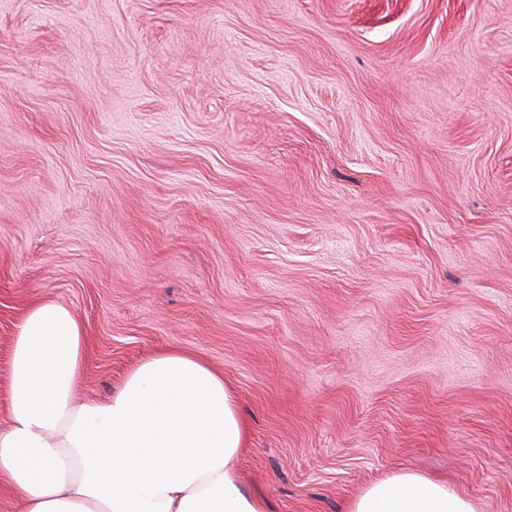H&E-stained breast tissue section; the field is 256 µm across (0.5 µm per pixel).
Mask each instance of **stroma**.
<instances>
[{"mask_svg": "<svg viewBox=\"0 0 512 512\" xmlns=\"http://www.w3.org/2000/svg\"><path fill=\"white\" fill-rule=\"evenodd\" d=\"M41 298L82 395L223 372L271 512H512V0H0L1 428ZM347 512H475L472 503L448 484L399 471L365 488Z\"/></svg>", "mask_w": 512, "mask_h": 512, "instance_id": "obj_1", "label": "stroma"}]
</instances>
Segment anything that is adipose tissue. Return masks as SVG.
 Listing matches in <instances>:
<instances>
[{
  "label": "adipose tissue",
  "instance_id": "adipose-tissue-1",
  "mask_svg": "<svg viewBox=\"0 0 512 512\" xmlns=\"http://www.w3.org/2000/svg\"><path fill=\"white\" fill-rule=\"evenodd\" d=\"M85 335L71 309L44 298L16 327L0 489L19 512H269L236 468L246 425L223 373L163 349L104 398H79ZM348 512H474L446 483L399 471Z\"/></svg>",
  "mask_w": 512,
  "mask_h": 512
}]
</instances>
